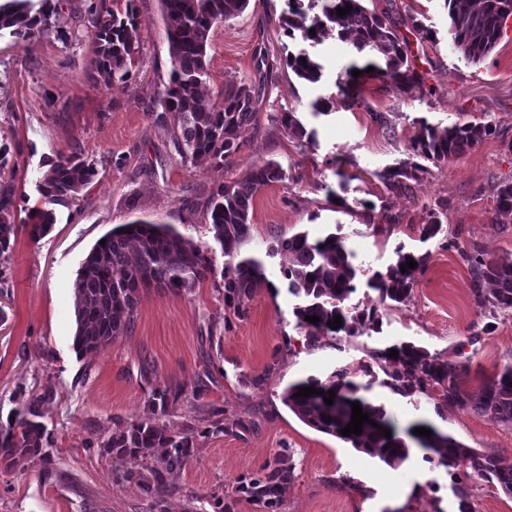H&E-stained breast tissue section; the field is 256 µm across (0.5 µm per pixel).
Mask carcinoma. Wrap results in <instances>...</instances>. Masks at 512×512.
<instances>
[{
  "mask_svg": "<svg viewBox=\"0 0 512 512\" xmlns=\"http://www.w3.org/2000/svg\"><path fill=\"white\" fill-rule=\"evenodd\" d=\"M166 25L168 50L172 70L168 83L157 94L148 111L163 122V114L176 112L180 123L169 132V142L182 166L214 169L228 168L229 160L246 142L249 131L258 125V114L265 93L273 84L274 65L267 48L259 45L254 59L257 74L245 81H233L219 90L216 99H207L201 88L208 77L207 50L210 35L232 17L242 14L250 0H159ZM288 9L279 16V27L290 39L318 41V32L333 24L338 34L351 40L352 48L367 53L381 77L396 93H403L415 84L423 83L416 64L408 53L409 40L400 35L396 22L388 15L368 10L363 0H287ZM448 5V31L455 50L472 63H479L496 47L503 29L512 17V0H481L474 9L459 5L458 0H445ZM351 5L344 16L336 8ZM321 6V14L308 18L307 9ZM68 8L90 33L93 44L88 79L95 85L111 88L131 79L138 71L141 55V33L137 23L135 0H0V34L13 38L14 45L23 46L33 40L62 35L57 18ZM315 34H310V30ZM285 64L294 75L311 84L321 81L323 66L314 56L302 50L285 57ZM339 98L329 102L319 98L312 103L314 113L327 112L336 106H346L355 100V77L345 72L338 84ZM271 121L280 125L288 137L304 146L313 141L294 112H279ZM497 125L487 122H456L451 125L420 124L411 138V162L374 173L388 196H408L411 182L428 172V164L438 167L451 158H458L496 133ZM10 148L0 146V259L7 260L19 229L31 227L30 235L47 232L54 223L53 207H67L78 199V193L98 176L95 163L84 148L75 144L70 153L50 161L38 189L43 207L29 214L33 224L16 222L15 186L5 179ZM286 171L275 161L255 167L246 175L224 179L214 185L204 204L205 223L212 226L216 239L224 250V311L241 319L246 316L248 303L255 288L266 280L263 263L241 253V245L250 236L255 199L259 191L272 183L283 182ZM494 209L496 214L512 213V180L497 185ZM442 230L440 212L432 210L419 225V238L429 240ZM104 244H96L82 262L74 282L76 332L74 345L81 353H91L126 334L135 322L136 309L142 292L151 289L191 293L212 273L207 251L183 238L168 224L137 220L104 236ZM334 243L329 244L327 240ZM271 253L285 256L283 276L288 289L302 295L305 305L295 308L298 327L305 330L309 344L333 331L353 336L362 328L379 330L375 312L356 313L345 302L356 291L357 269L351 262L353 252L347 249L345 238L330 233L311 239L305 232L278 240ZM394 263L376 270L367 285L378 293L379 302L405 304L409 302L415 273L425 263L426 256L396 249ZM461 257L470 265L476 303L493 313L512 310V260H486L477 248L463 252ZM414 260L415 268L407 267ZM406 271H401V267ZM493 285L491 292L482 288L484 282ZM316 316L310 323L305 317ZM342 318L341 327L333 330L328 322ZM397 350L398 358L389 356ZM383 374L381 385L411 402L426 397L436 401L437 408L448 405L487 416L496 422L512 424V366H507L485 385L481 396L473 398L460 385L464 366L443 361L424 347L404 341L369 353V360L357 368L343 367L325 378L309 376L288 386L282 394L283 403L309 427L351 444L355 450L377 459L390 468L398 467L408 458L406 439L413 440L428 451L424 460L454 469V490L460 499L459 512H469L468 493L459 483L460 476L475 474L495 489L512 496V463L471 448L455 437L443 433L425 422L405 430L402 438L385 406L361 395L378 378L374 368ZM363 374L370 381L362 383L355 375ZM312 386L320 395L298 396L300 388ZM336 393L333 404H326L327 391ZM19 407L13 409L6 423L0 422V467L13 470L26 464H37L48 470L53 461L46 448L51 436L40 421L41 407L47 392L18 391ZM183 390L158 387L153 390V403L161 415L169 406L181 400ZM361 405L363 412L377 426L363 422L362 434L341 435L351 422V403ZM332 421H327V418ZM431 430V436L413 432L415 428ZM389 429L391 437L384 436ZM195 430L179 431L152 419L127 424L118 423L112 434L102 442L112 459V476L117 479L135 477L150 497L166 496L171 491L169 475L182 468L191 457ZM128 457L148 461L144 469L132 475L122 469ZM465 471H460V468ZM294 478L288 449L276 454L273 461L260 471L238 479L236 492L263 509L281 512L282 492Z\"/></svg>",
  "mask_w": 512,
  "mask_h": 512,
  "instance_id": "cac0c4a2",
  "label": "carcinoma"
}]
</instances>
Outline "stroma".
Returning <instances> with one entry per match:
<instances>
[{
	"mask_svg": "<svg viewBox=\"0 0 512 512\" xmlns=\"http://www.w3.org/2000/svg\"><path fill=\"white\" fill-rule=\"evenodd\" d=\"M389 12L424 76L423 84L394 93L366 73L367 59L328 28L320 42L291 40L264 0H251L241 15L213 34L208 48V89L244 80L255 71L253 55L266 44L277 79L259 113L257 129L228 169L184 167L169 150L167 114L156 124L145 106L167 83L170 58L159 0H136L143 63L126 84L105 89L84 73L92 44L70 16H61L65 39H39L26 47L0 41V144L11 147L17 216L40 206L37 185L57 155L82 144L99 170L71 206L56 207L50 230L17 235L0 265V417L16 408L17 386L49 387L43 422L52 434L51 471L0 469V512H214V499L235 496V512H262L236 496L241 475L257 471L283 448L293 451L295 478L283 512H458L444 467L424 461L411 445L402 475L333 436L303 424L281 400L289 383L327 376L375 349L411 341L431 354L465 364L462 388L479 395L512 364V316L480 308L471 293L472 274L462 251L478 247L485 258L512 259V216L496 220L493 198L500 181L512 180V19L491 54L473 64L453 48L445 0H364ZM421 23L435 40L414 31ZM308 50L323 65L319 83L287 72L288 53ZM357 66L359 97L350 107L314 113L318 97L338 93L336 80ZM58 98L50 108L49 98ZM300 113L316 133L301 149L271 122L277 112ZM384 113L386 124L375 121ZM496 121L498 132L476 148L431 168L413 184L410 197H386L376 171L411 158L409 139L421 121L448 125ZM278 161L284 182L256 197L249 239L242 252L261 258L267 281L254 291L242 319L224 317V252L200 205L214 183L242 176L256 165ZM448 216L437 237L421 241L418 226L428 211ZM143 218L172 225L207 251L213 271L192 293L152 289L137 306L131 332L100 350L79 353L73 283L96 242L113 228ZM391 225L379 234L373 227ZM340 232L362 269H385L396 249L427 255L411 299L379 304L366 277L348 306H377L381 332L322 337L306 344L294 314L302 297L281 273L282 256L269 255L277 239L297 232L316 239ZM183 389L184 401L157 416L152 392ZM368 399L385 405L398 431L427 422L466 445L512 462V426L466 410L437 413L433 401L412 404L380 384ZM161 418L171 429L193 426L194 455L178 471L175 495L151 498L136 483L112 478V461L100 443L114 423ZM222 431L210 432L212 422Z\"/></svg>",
	"mask_w": 512,
	"mask_h": 512,
	"instance_id": "1",
	"label": "stroma"
}]
</instances>
